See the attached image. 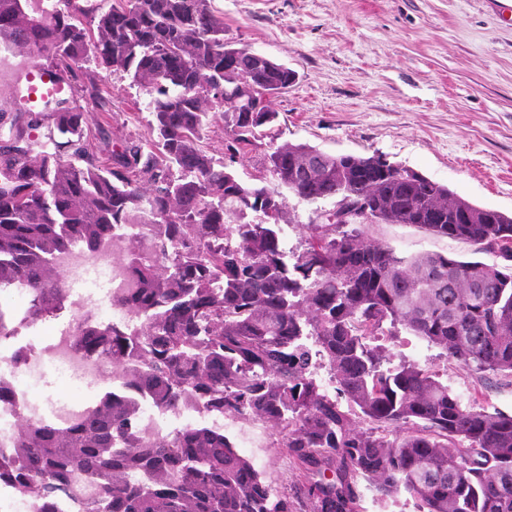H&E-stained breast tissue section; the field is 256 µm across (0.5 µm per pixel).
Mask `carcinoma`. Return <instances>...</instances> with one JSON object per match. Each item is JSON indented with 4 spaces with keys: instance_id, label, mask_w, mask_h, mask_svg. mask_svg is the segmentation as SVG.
<instances>
[{
    "instance_id": "cac0c4a2",
    "label": "carcinoma",
    "mask_w": 512,
    "mask_h": 512,
    "mask_svg": "<svg viewBox=\"0 0 512 512\" xmlns=\"http://www.w3.org/2000/svg\"><path fill=\"white\" fill-rule=\"evenodd\" d=\"M0 0V44L65 73L99 107L100 73L148 95L151 143L125 142L103 166L75 99L0 133V327L12 288L46 318L64 287L56 255L80 244L120 252L132 288L112 305L138 320L81 329L112 346L116 370L176 409L252 419L278 436L300 493L275 490L222 432L197 424L132 437L136 407L106 391L74 427L17 424L14 477L45 498L81 475L102 494L89 512H361L363 490L405 495L418 512H512V413L464 398L383 343L406 332L447 362L512 379V217L489 212L406 166L304 143L271 148L270 183H246L204 149L211 110L232 119L233 161L274 126L271 98L296 72L276 61L235 72L210 0ZM97 35H92V31ZM246 82L253 93L239 94ZM47 121L44 141L30 130ZM365 200L369 217L305 225L288 250L287 196ZM141 225L137 238L121 237ZM409 224L494 251L507 266L413 255L365 234ZM330 385L311 373L312 351Z\"/></svg>"
}]
</instances>
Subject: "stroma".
I'll list each match as a JSON object with an SVG mask.
<instances>
[{
    "label": "stroma",
    "instance_id": "1",
    "mask_svg": "<svg viewBox=\"0 0 512 512\" xmlns=\"http://www.w3.org/2000/svg\"><path fill=\"white\" fill-rule=\"evenodd\" d=\"M224 38L296 73L272 100L282 123L274 143H307L331 154H380L512 215V15L497 0H210ZM32 59L0 58V107L15 116L16 87ZM110 143L149 141L144 90L107 75ZM369 237L405 253L433 251L499 263L491 251L434 237L407 224H372ZM409 359L447 367L466 398L512 411V380L446 364L437 348L400 336ZM259 463L277 490L299 485L287 453L268 447Z\"/></svg>",
    "mask_w": 512,
    "mask_h": 512
}]
</instances>
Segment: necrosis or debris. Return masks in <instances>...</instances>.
Here are the masks:
<instances>
[{"instance_id": "necrosis-or-debris-1", "label": "necrosis or debris", "mask_w": 512, "mask_h": 512, "mask_svg": "<svg viewBox=\"0 0 512 512\" xmlns=\"http://www.w3.org/2000/svg\"><path fill=\"white\" fill-rule=\"evenodd\" d=\"M55 263L64 272L66 284L58 304L63 317L56 321L49 341L39 348L29 343L0 347V467H9L14 456L18 420L67 428L94 410L93 402L83 397L63 401L34 399L28 380L46 368L67 376L80 387L111 379L113 388L124 391L135 402L138 433L144 440L172 435L190 424H204L219 431L234 426L233 418L211 413L198 401L174 410L155 405L115 374L102 349L81 342V328L93 321L95 311L102 308L100 295L92 286L94 276L105 274V294L110 297L124 293L129 285L126 264L113 254L111 247L91 252L77 246L57 255Z\"/></svg>"}]
</instances>
